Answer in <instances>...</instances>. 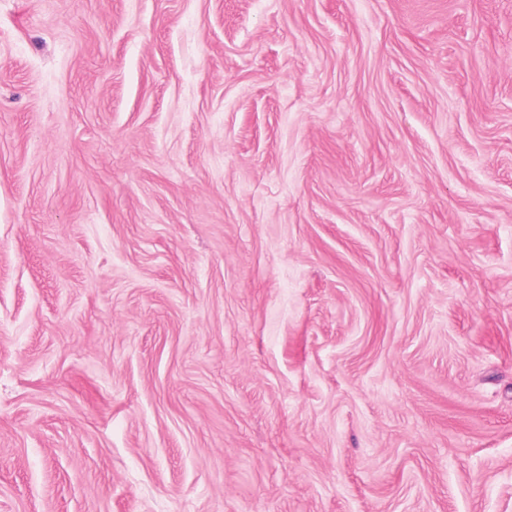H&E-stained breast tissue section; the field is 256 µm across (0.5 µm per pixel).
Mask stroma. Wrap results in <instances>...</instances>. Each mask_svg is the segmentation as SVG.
Returning a JSON list of instances; mask_svg holds the SVG:
<instances>
[{
	"instance_id": "35a3bbf8",
	"label": "stroma",
	"mask_w": 512,
	"mask_h": 512,
	"mask_svg": "<svg viewBox=\"0 0 512 512\" xmlns=\"http://www.w3.org/2000/svg\"><path fill=\"white\" fill-rule=\"evenodd\" d=\"M0 512H512V0H0Z\"/></svg>"
}]
</instances>
